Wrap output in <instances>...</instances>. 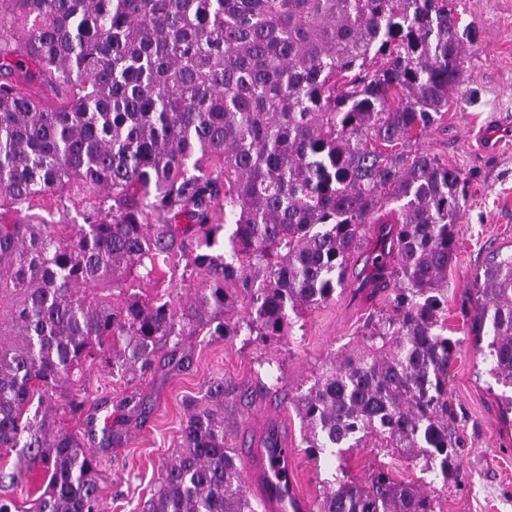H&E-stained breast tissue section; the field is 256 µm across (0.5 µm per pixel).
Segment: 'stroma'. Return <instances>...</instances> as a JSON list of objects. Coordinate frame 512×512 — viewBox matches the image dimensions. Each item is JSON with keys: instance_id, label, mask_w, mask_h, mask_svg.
Returning a JSON list of instances; mask_svg holds the SVG:
<instances>
[{"instance_id": "1", "label": "stroma", "mask_w": 512, "mask_h": 512, "mask_svg": "<svg viewBox=\"0 0 512 512\" xmlns=\"http://www.w3.org/2000/svg\"><path fill=\"white\" fill-rule=\"evenodd\" d=\"M469 49L461 62L466 81L452 95L439 127L420 146L459 169L467 178L461 201L459 247L448 269V334L464 344L448 369L450 421L455 428L462 478L444 485L387 448H356L345 463L312 457L294 401L314 382L322 366L356 349L368 320L387 312L391 289L362 282L370 257L379 253L369 230L351 260L344 289L334 300L290 315L287 335L248 333L188 337L180 350L163 348L147 372L98 364L84 377L81 412H70L65 396L40 408L42 432L66 430L87 448L99 449L102 480L96 512H142L159 478L178 454L182 430L194 407L203 405L214 382L224 384V424L231 448L263 435L278 416L289 447L295 448L297 489L318 502L335 485L339 469L366 480L377 468L401 482L420 486L435 512H512V413L504 411L507 390L490 375L487 351L466 342L468 323L479 302L472 278L497 251H512V0H457ZM135 395L140 409L124 403ZM122 428V445L102 450L105 424ZM39 467L24 448H0V495H11L28 512L38 495Z\"/></svg>"}]
</instances>
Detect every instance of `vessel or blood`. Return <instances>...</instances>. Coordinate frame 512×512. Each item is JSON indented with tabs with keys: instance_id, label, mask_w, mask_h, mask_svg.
Returning a JSON list of instances; mask_svg holds the SVG:
<instances>
[{
	"instance_id": "obj_1",
	"label": "vessel or blood",
	"mask_w": 512,
	"mask_h": 512,
	"mask_svg": "<svg viewBox=\"0 0 512 512\" xmlns=\"http://www.w3.org/2000/svg\"><path fill=\"white\" fill-rule=\"evenodd\" d=\"M244 455L250 462L246 487L259 490L267 512H308L307 501L294 490L287 444L275 437L270 447L248 448Z\"/></svg>"
}]
</instances>
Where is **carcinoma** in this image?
<instances>
[{"label":"carcinoma","instance_id":"cac0c4a2","mask_svg":"<svg viewBox=\"0 0 512 512\" xmlns=\"http://www.w3.org/2000/svg\"><path fill=\"white\" fill-rule=\"evenodd\" d=\"M465 51L456 0H0V72L47 74L56 99L0 82V448L27 436L36 512H95L101 470L70 433H38L35 398L98 363L150 369L214 322L285 335L288 311L334 298L369 224L398 288L297 398L308 448L342 463L373 439L458 483L448 367L464 340L444 335L442 288L465 178L411 141L448 111ZM64 189L88 223L19 217ZM180 267L184 301L131 288ZM473 285L467 339L490 337V374L512 388V254ZM147 512H252L224 383L189 415ZM315 512L434 510L378 470Z\"/></svg>","mask_w":512,"mask_h":512}]
</instances>
